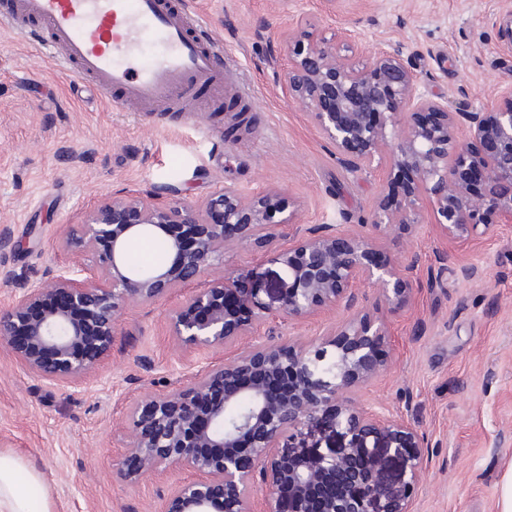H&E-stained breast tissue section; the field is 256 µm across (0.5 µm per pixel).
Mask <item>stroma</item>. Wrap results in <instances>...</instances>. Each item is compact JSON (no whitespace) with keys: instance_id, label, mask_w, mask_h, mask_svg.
Wrapping results in <instances>:
<instances>
[{"instance_id":"35a3bbf8","label":"stroma","mask_w":512,"mask_h":512,"mask_svg":"<svg viewBox=\"0 0 512 512\" xmlns=\"http://www.w3.org/2000/svg\"><path fill=\"white\" fill-rule=\"evenodd\" d=\"M219 41L230 78L222 99L204 95L192 112L113 107L70 69L0 27V226L16 247L0 251V310L11 292L46 279L74 258L59 229L80 222L103 199L175 188L198 202L233 185L255 194L281 189L301 227L332 224L370 232L383 169L341 163L311 113L286 94L293 51L288 34L305 26L332 42L355 32L365 64L379 48L398 49L419 77V93L473 112L512 87V0H185ZM401 192V182L389 185ZM419 255L412 296L380 301L359 290L389 331L387 374L364 398L404 416L423 434L429 468L412 512H497L512 461V224L478 243L455 247L431 224L395 233L381 261ZM481 268L479 280L460 274ZM244 267L249 285L270 288L276 268L260 248L226 255L225 271ZM183 292L125 314L98 371L78 387H57L24 372L0 348V453L40 477L30 493L52 512H162L181 473L128 484L112 467L123 451L129 407L189 380L202 366L233 356L180 352L168 315ZM331 309L304 320L269 317L265 339L306 338L344 320Z\"/></svg>"}]
</instances>
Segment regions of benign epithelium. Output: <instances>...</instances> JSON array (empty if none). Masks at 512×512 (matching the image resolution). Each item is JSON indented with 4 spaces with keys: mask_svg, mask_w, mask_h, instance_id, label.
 Listing matches in <instances>:
<instances>
[{
    "mask_svg": "<svg viewBox=\"0 0 512 512\" xmlns=\"http://www.w3.org/2000/svg\"><path fill=\"white\" fill-rule=\"evenodd\" d=\"M291 38L288 97L314 116L339 159L406 177L402 192L380 194L374 229L411 233L430 222L464 245L512 224V90L479 112H450L417 92L397 51L381 48L360 67L302 26ZM167 194L117 196L66 225L63 245L76 260L14 290L0 312V346L23 370L78 385L98 370L129 308L202 280L226 253L253 244L282 272L278 287L246 288L249 272L236 270L194 289L169 318L182 349L246 346L137 402L112 466L131 484L162 469L195 474L163 512H254L257 483L262 512H412L428 456L408 419L358 398L387 370L389 331L359 305L356 287L408 301L418 255L378 262L376 238L331 225L275 246L271 229L298 219L276 189L246 195L226 185L200 203ZM146 234L166 242L169 264L126 263L128 242ZM336 307L352 315L307 341L256 339L272 314L306 319Z\"/></svg>",
    "mask_w": 512,
    "mask_h": 512,
    "instance_id": "benign-epithelium-1",
    "label": "benign epithelium"
}]
</instances>
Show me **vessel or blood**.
<instances>
[{"label": "vessel or blood", "instance_id": "vessel-or-blood-1", "mask_svg": "<svg viewBox=\"0 0 512 512\" xmlns=\"http://www.w3.org/2000/svg\"><path fill=\"white\" fill-rule=\"evenodd\" d=\"M18 17L42 25L43 54L111 93L116 106L174 110L194 86L224 89L211 49L192 34L198 18L163 0H16L5 19Z\"/></svg>", "mask_w": 512, "mask_h": 512}]
</instances>
